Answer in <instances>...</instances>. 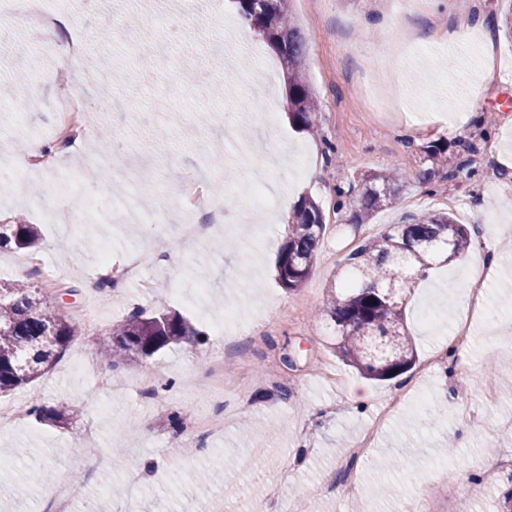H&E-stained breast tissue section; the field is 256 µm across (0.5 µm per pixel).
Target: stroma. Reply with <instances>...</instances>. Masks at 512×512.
<instances>
[{"label":"stroma","instance_id":"35a3bbf8","mask_svg":"<svg viewBox=\"0 0 512 512\" xmlns=\"http://www.w3.org/2000/svg\"><path fill=\"white\" fill-rule=\"evenodd\" d=\"M65 20L59 39L79 44L83 61L111 64L90 81L68 72L61 55L30 44L19 11L0 19V83L18 72L27 80L0 97V220L37 225L35 253L56 271L72 296L48 288L77 334L56 366L1 400L79 407L56 427L36 418L0 426V512H50L52 501L33 487L16 503L14 486L33 465L52 466L49 486L74 488L72 512H253L287 503L289 512H512V475L478 498L459 487L478 480L491 452L512 457V40L495 26L500 0H291L309 44L307 79L318 102V135L288 122L278 59L246 30L241 62L215 66L206 41L225 23H239L232 0H206L179 14L167 0H41ZM73 95L83 103L79 152L56 153L59 169L80 166L70 197H56L55 177L27 173L17 161L28 143L51 137V103ZM496 146L504 171L489 184L471 164L447 179L417 180L423 148L444 139L462 157L473 134ZM113 148L104 178H92L93 157ZM386 168L407 174L397 206L351 224L336 188L359 184ZM207 179L213 200L245 220L250 192L267 187L277 199L261 248L240 235L214 234L191 253L161 266L156 239L178 243L185 224L204 212L178 209L183 186ZM120 186L123 208L103 200ZM323 209L326 230L313 270L297 291L276 281L275 264L288 216L301 196ZM164 206L163 222L149 221ZM426 211H446L475 229L494 272L484 310L471 304L463 264L431 270L406 306L416 364L388 381L369 380L329 347L334 329L319 309L346 275L348 255L391 224ZM112 261L141 254L154 286L126 287L128 303L113 305L99 288L103 239ZM177 312L203 333L201 342L174 345L113 369L98 342L131 310ZM242 313L237 333L217 337L226 310ZM471 319V343L443 367L425 372L439 337L423 320ZM334 379H327L324 368ZM153 387H141L145 377ZM366 398H353L357 387ZM427 393V408L416 404ZM399 406L371 448L350 449L389 395ZM223 418L224 431L198 450L176 444L172 414ZM94 437L83 438L86 427ZM405 460L412 480L379 467ZM221 461L223 480L198 473ZM144 472L134 492L110 495Z\"/></svg>","mask_w":512,"mask_h":512}]
</instances>
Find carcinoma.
<instances>
[{
    "mask_svg": "<svg viewBox=\"0 0 512 512\" xmlns=\"http://www.w3.org/2000/svg\"><path fill=\"white\" fill-rule=\"evenodd\" d=\"M251 27L274 50L287 74L288 120L300 131L317 127V100L306 74L308 45L289 14L290 0H236ZM432 166L417 174L422 182L448 178V142L423 147ZM402 176L382 170L367 177L354 206L352 222L363 224L373 213L395 204ZM326 230L321 207L304 196L293 206L285 242L276 261L278 283L288 291L300 288L309 277ZM32 224H0V249H30L38 241ZM471 233L448 212H426L409 224H392L381 235L366 240L347 258L348 275L331 292L324 315L336 328L334 346L361 374L378 380L406 373L416 361V350L406 332L405 308L390 289L413 279L442 261H463ZM370 286H365V283ZM76 327L50 309L40 289L27 283L0 279V395L34 382L49 372L75 336ZM200 331L177 313L132 311L112 327L99 346L105 362L117 368L136 356L151 357L179 343H196ZM31 413L42 422L63 420L59 410L35 405Z\"/></svg>",
    "mask_w": 512,
    "mask_h": 512,
    "instance_id": "1",
    "label": "carcinoma"
}]
</instances>
